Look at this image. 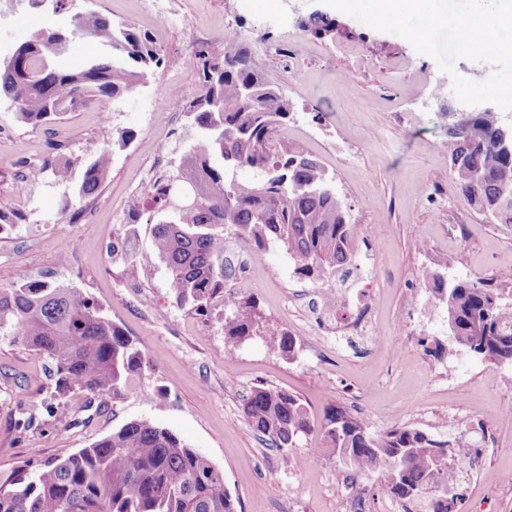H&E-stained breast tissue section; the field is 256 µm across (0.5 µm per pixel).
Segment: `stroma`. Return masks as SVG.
<instances>
[{"label": "stroma", "mask_w": 512, "mask_h": 512, "mask_svg": "<svg viewBox=\"0 0 512 512\" xmlns=\"http://www.w3.org/2000/svg\"><path fill=\"white\" fill-rule=\"evenodd\" d=\"M153 0H0V49L27 39L35 26H66L72 11L94 10L151 34L168 58L147 84L112 100L98 97L38 127L18 122L16 105L0 99V210L24 215L0 237V285L57 281L80 289L148 356L151 370L131 379L120 398L71 393L44 401L50 385L44 357L0 337V480L26 465L65 456L134 420L165 427L224 473L242 512H353L354 494L320 429L330 408L360 418L372 433L407 425L436 439L464 440L479 463L455 461L460 512H512V367L466 352L448 334L432 277L488 279L512 288V223L492 222L458 191L449 174L448 120L431 98L446 81L435 60L404 39L339 14L321 0H165L168 20L156 30ZM241 31L256 68L280 85L295 117L280 130L303 144L336 179L351 223L354 260L344 303L324 322L311 296L331 290L335 275L297 274L287 250L270 246L247 272L229 267L228 283L251 294L266 330L296 339L293 359L263 337L225 341L222 303L209 315L178 306L150 229L127 223L148 201L147 170L161 138L178 165L194 130L188 117L168 123V87L192 94L197 45L221 47L225 30ZM126 146L101 134L100 114ZM110 149L112 164L98 194L64 205V186L50 166L84 162ZM79 250L61 261L64 242ZM154 265L151 280L141 269ZM377 331L344 346L362 310ZM408 320L409 334L397 332ZM440 356H433L434 347ZM298 396L314 429L284 452L269 447L243 415L258 385Z\"/></svg>", "instance_id": "stroma-1"}]
</instances>
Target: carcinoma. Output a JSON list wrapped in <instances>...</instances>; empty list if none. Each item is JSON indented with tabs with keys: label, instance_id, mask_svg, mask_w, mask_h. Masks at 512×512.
<instances>
[{
	"label": "carcinoma",
	"instance_id": "cac0c4a2",
	"mask_svg": "<svg viewBox=\"0 0 512 512\" xmlns=\"http://www.w3.org/2000/svg\"><path fill=\"white\" fill-rule=\"evenodd\" d=\"M76 39L98 40L112 55L75 66L58 63ZM195 58L199 83L184 112L196 142L171 173L153 181L147 204L128 213L126 223L151 225L178 305L205 316L221 299L226 340L264 335L272 351L291 359L295 339L265 333L254 300L229 289L224 230L234 228L256 255L281 244L298 262V274L319 277L351 264L354 225L328 170L306 147L278 143L277 131L294 119L293 107L278 83L254 67L244 36L224 41L221 50L201 46ZM165 63L152 38L133 25L96 11L76 12L70 27L40 28L0 55V96L16 104L18 122L36 126L95 97L129 94ZM448 162L472 206L492 221L512 223V151L501 148L499 130L482 113H473L464 128H448ZM110 164L105 149L77 179L66 166L52 173L73 197L85 200L100 190ZM239 167L255 177L237 180ZM433 282L455 342L496 365L512 366V292L481 279L446 288L436 274ZM0 335L49 362L50 414L54 400L73 390L116 399L131 377L156 364L88 296L53 281L0 287ZM243 414L280 450L294 448L312 428L297 396L263 384L253 388ZM322 430L350 475H377L401 504L422 498L427 512H454L462 501L450 474L448 441L409 426L373 435L341 408L328 412ZM436 485L451 494H434ZM238 506L224 473L206 456L145 420L0 483V512H238Z\"/></svg>",
	"mask_w": 512,
	"mask_h": 512
}]
</instances>
